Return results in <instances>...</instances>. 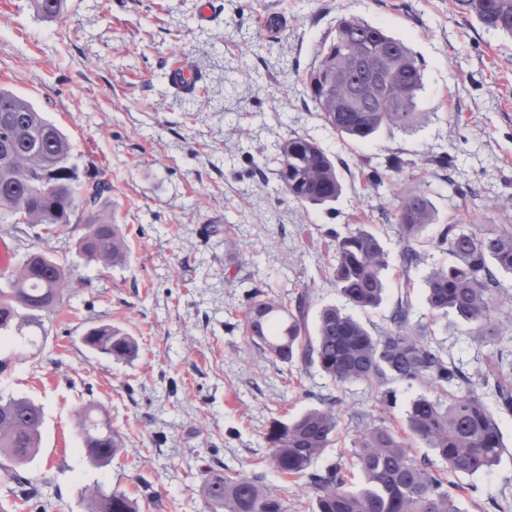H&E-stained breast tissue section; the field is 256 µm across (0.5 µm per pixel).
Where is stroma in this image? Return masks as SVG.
Returning a JSON list of instances; mask_svg holds the SVG:
<instances>
[{
  "label": "stroma",
  "mask_w": 512,
  "mask_h": 512,
  "mask_svg": "<svg viewBox=\"0 0 512 512\" xmlns=\"http://www.w3.org/2000/svg\"><path fill=\"white\" fill-rule=\"evenodd\" d=\"M205 2L212 14L203 23ZM349 17L384 26L422 61L412 132L385 129L354 145L320 119L305 78ZM177 60L201 76L193 94L168 85ZM0 86L26 96L69 136L80 182L111 176L99 206L130 251L123 267L86 262L79 212L63 233L0 223L17 257L32 247L69 267L43 348L25 360L0 351V396L29 397L44 413L30 466L41 501L24 502L0 481V504L12 512H86L82 491L94 483L137 498L140 512H208L205 460L262 474L288 512H311L312 492L268 461L270 421L337 397L339 437L323 459L348 463L354 415L403 428L415 391L394 384L384 406L366 384L342 386L318 368L284 364L248 339L244 310L256 289L277 301L309 290L315 311L343 305L330 282L333 235L358 224L370 225L388 254L384 301L363 317L373 334L389 329L407 298L413 324L426 326L472 378L494 352L512 349L510 335L480 341L452 319H432L424 279L449 256L429 247L404 269L391 217L395 197L420 188L437 209L428 238L447 224L512 229V39L461 13L456 0H66L57 21L38 16L31 0H0ZM294 134L335 158L343 194L333 209L281 192L273 158ZM446 155L453 161L444 168ZM393 157L405 160L402 173L379 187L365 179L364 168ZM98 325L134 336L139 358L119 363L84 346L82 336ZM91 402L122 437L121 453L103 467L87 462L75 429L76 410ZM495 418L505 448L488 472L453 473L423 444L412 449L449 483L466 486L461 512L512 502V414Z\"/></svg>",
  "instance_id": "stroma-1"
}]
</instances>
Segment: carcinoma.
Wrapping results in <instances>:
<instances>
[{"mask_svg":"<svg viewBox=\"0 0 512 512\" xmlns=\"http://www.w3.org/2000/svg\"><path fill=\"white\" fill-rule=\"evenodd\" d=\"M65 0H33L37 15L51 21L64 12ZM458 9L487 30L512 38V0H457ZM375 55L387 60L388 81L373 82L366 70L352 69L356 58ZM317 67L307 75L311 98L322 120L342 138L371 141L382 129L412 131L418 123L422 67L409 47L378 25L359 18L336 23L335 35L323 44ZM9 137L0 157V223L44 224L57 232L71 223L78 199L93 207L108 182L80 184L71 164L68 135L24 96L0 87V139ZM276 174L281 191L310 205H328L342 193L336 162L316 140L294 135L279 146ZM403 169L399 159L386 169L366 174L383 183ZM402 264L410 269L422 260L423 230L435 223L436 209L423 190L408 192L394 208ZM80 252L89 261L123 267L129 261L126 238L112 217L89 212ZM439 244L451 261L426 276V301L435 315H453L481 340L503 335L496 310L512 291L496 272L512 273V231L488 228L478 233L458 224L445 225ZM336 263L331 268L338 293L352 308L366 312L383 300L386 251L366 224L336 235ZM67 288L66 267L56 257L30 251L0 288V346L35 347L46 339L44 319L59 310ZM311 293L303 290L290 302L254 292L244 311L251 341L285 364L312 366L344 385L362 382L380 402L392 397L390 385L418 386L405 411L406 434L390 426L366 424L356 440L352 468L315 463L337 437L336 398L288 418L274 419L265 433L269 462L279 473L304 482L313 493L312 512H460L444 480L430 463L410 453L411 442L431 449L448 469L468 475L497 464L504 448L499 426L486 402L512 412V352L499 350L474 381L427 335L413 330L411 305L398 304L393 328L374 336L354 315L335 306L322 307L314 328L308 327ZM83 344L116 361L140 355L137 340L112 325L89 328ZM42 407L27 398H0V478L15 484L19 496L39 495L26 471L40 451ZM83 451L95 467L107 465L122 450V439L99 407L90 404L76 414ZM202 495L209 512H288L287 502L265 491L258 477L232 475L224 468H202ZM86 512H140L138 500L101 485L83 490Z\"/></svg>","mask_w":512,"mask_h":512,"instance_id":"obj_1","label":"carcinoma"}]
</instances>
